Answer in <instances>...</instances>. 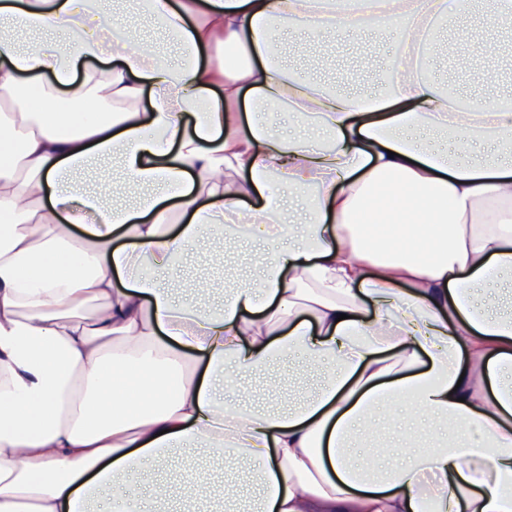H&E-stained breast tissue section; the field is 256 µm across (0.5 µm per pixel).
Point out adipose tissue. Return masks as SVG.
Listing matches in <instances>:
<instances>
[{"instance_id": "adipose-tissue-1", "label": "adipose tissue", "mask_w": 512, "mask_h": 512, "mask_svg": "<svg viewBox=\"0 0 512 512\" xmlns=\"http://www.w3.org/2000/svg\"><path fill=\"white\" fill-rule=\"evenodd\" d=\"M124 2L0 0V512H90L194 442L256 467L255 512H512V315L478 298L512 288V107L459 111L428 54L451 29L448 59L482 50L512 0H483L480 28L448 0ZM133 13L180 59L130 45ZM288 22L403 23L399 76L370 101L297 78L274 61ZM213 45L242 64H202ZM273 105L329 143L261 122ZM204 225L292 243L203 307L170 286ZM297 351L326 370L304 403L232 402ZM395 405L405 456L362 466L356 437Z\"/></svg>"}]
</instances>
